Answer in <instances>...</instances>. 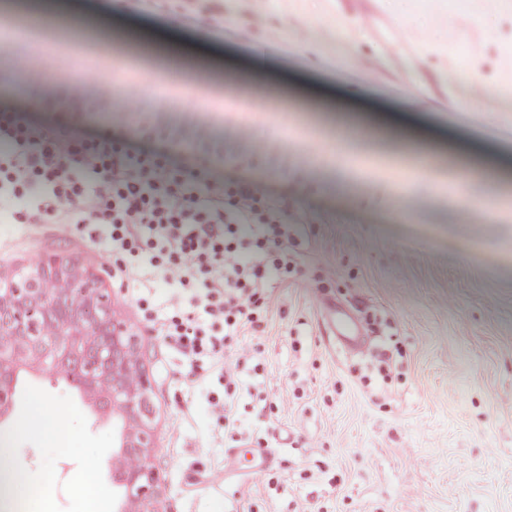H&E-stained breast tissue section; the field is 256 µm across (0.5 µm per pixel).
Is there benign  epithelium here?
<instances>
[{
    "instance_id": "obj_1",
    "label": "benign epithelium",
    "mask_w": 512,
    "mask_h": 512,
    "mask_svg": "<svg viewBox=\"0 0 512 512\" xmlns=\"http://www.w3.org/2000/svg\"><path fill=\"white\" fill-rule=\"evenodd\" d=\"M136 344L118 322L90 275L50 257L15 286L0 287V406L14 395L15 382L28 356L47 357L68 368L82 366L81 383L106 394L127 429L122 456L143 457L151 448L145 430L150 405ZM124 497L116 512H158L152 472L125 469L119 477Z\"/></svg>"
}]
</instances>
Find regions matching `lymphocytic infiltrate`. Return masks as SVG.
<instances>
[{"label": "lymphocytic infiltrate", "instance_id": "obj_1", "mask_svg": "<svg viewBox=\"0 0 512 512\" xmlns=\"http://www.w3.org/2000/svg\"><path fill=\"white\" fill-rule=\"evenodd\" d=\"M47 59L26 64L31 98L63 112L112 108V81L94 78L89 92L45 87ZM25 213L42 224L75 216L112 227V248L146 253L124 271L138 281L154 261L184 288L182 334L195 341L205 318L224 333L257 328L269 283L288 270V222L275 206L259 207L252 187L207 185L198 173L176 171L120 148L73 147L62 126L26 128L0 116V223Z\"/></svg>", "mask_w": 512, "mask_h": 512}]
</instances>
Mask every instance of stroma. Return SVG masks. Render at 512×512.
Masks as SVG:
<instances>
[{"instance_id":"obj_1","label":"stroma","mask_w":512,"mask_h":512,"mask_svg":"<svg viewBox=\"0 0 512 512\" xmlns=\"http://www.w3.org/2000/svg\"><path fill=\"white\" fill-rule=\"evenodd\" d=\"M111 20L89 51L145 71L180 40V67L220 112L145 93L144 115L52 112L0 66V108L24 125H67L206 181L249 183L288 214V273L268 289L257 331L201 321L196 358L170 324L181 311L162 270L141 288L112 228L0 224V280L57 256L93 274L139 340L153 416L144 460L160 512H512V0H224L203 29L175 4L65 0ZM358 126L350 153L372 173L341 178L308 151ZM496 162V187L464 178ZM238 361L234 382L225 360ZM40 395L43 431L14 446L52 496L36 512H84L75 476L99 463L111 500L123 424L101 395L51 360L27 363L0 433ZM237 421L225 429L224 411ZM274 463L225 470L229 450Z\"/></svg>"}]
</instances>
